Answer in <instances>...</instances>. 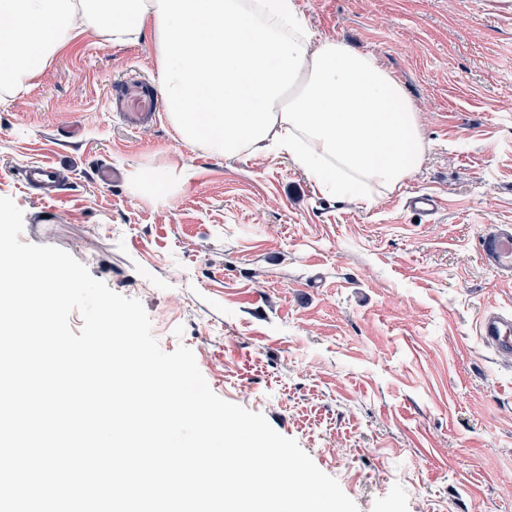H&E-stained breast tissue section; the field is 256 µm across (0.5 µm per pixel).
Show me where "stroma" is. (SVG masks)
I'll return each mask as SVG.
<instances>
[{"label": "stroma", "mask_w": 512, "mask_h": 512, "mask_svg": "<svg viewBox=\"0 0 512 512\" xmlns=\"http://www.w3.org/2000/svg\"><path fill=\"white\" fill-rule=\"evenodd\" d=\"M315 38L375 53L421 114V167L374 206L288 156H218L169 119L128 129L114 83L156 81L150 40L82 34L0 104V197L21 242L80 257L190 348L218 397L263 414L358 512H512V356L476 322L512 316L478 238L512 224V0H298ZM53 162L44 200L21 167ZM122 174L101 183L100 166ZM437 196L435 215L406 205Z\"/></svg>", "instance_id": "stroma-1"}]
</instances>
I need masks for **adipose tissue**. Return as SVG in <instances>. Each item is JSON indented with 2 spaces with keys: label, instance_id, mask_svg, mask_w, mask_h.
<instances>
[{
  "label": "adipose tissue",
  "instance_id": "adipose-tissue-1",
  "mask_svg": "<svg viewBox=\"0 0 512 512\" xmlns=\"http://www.w3.org/2000/svg\"><path fill=\"white\" fill-rule=\"evenodd\" d=\"M88 29L116 43L151 32L172 124L210 153L274 150L370 206L424 160L402 84L374 53L314 39L296 0H0V87L22 90Z\"/></svg>",
  "mask_w": 512,
  "mask_h": 512
}]
</instances>
